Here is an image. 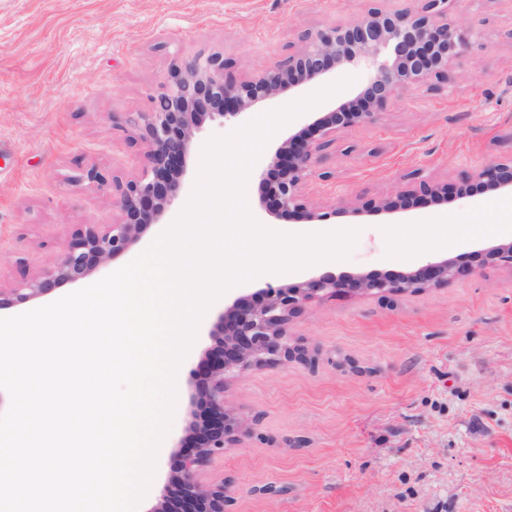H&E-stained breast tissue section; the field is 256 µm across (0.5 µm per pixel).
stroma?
<instances>
[{
  "mask_svg": "<svg viewBox=\"0 0 512 512\" xmlns=\"http://www.w3.org/2000/svg\"><path fill=\"white\" fill-rule=\"evenodd\" d=\"M365 0H0V285L13 287L59 253L83 224H108L112 191L68 179L97 166L122 180L141 169L143 144L113 127L112 112H145L174 64L223 53L246 79L276 65L308 29L352 19ZM448 18L477 30L447 81L393 100L373 124L337 134L303 192L315 217L267 212L248 179L252 216L289 234L358 230L347 259L280 273L294 284L324 272L393 275L430 249L398 239L394 225L429 232V218L492 224L500 193L474 188L385 212L378 203L422 181L460 185L512 156V0H451ZM352 84L297 116L255 163L272 164L288 138L362 91L364 68L342 65L241 114L204 117L178 198L162 223L93 273L100 280L142 253L188 202L204 144L343 77ZM265 280L237 284L206 311L176 375L177 401L138 512L159 507L176 446L189 434V372L213 346L225 307L260 299ZM319 349L316 367H253L230 376L226 405L259 415L242 442L201 471L227 484L232 512H512V269L488 267L400 296H340L307 303L289 325ZM285 488L282 496L268 486Z\"/></svg>",
  "mask_w": 512,
  "mask_h": 512,
  "instance_id": "1",
  "label": "stroma"
}]
</instances>
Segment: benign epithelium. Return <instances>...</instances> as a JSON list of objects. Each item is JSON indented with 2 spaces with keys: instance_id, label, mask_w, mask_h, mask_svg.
Segmentation results:
<instances>
[{
  "instance_id": "7a95c632",
  "label": "benign epithelium",
  "mask_w": 512,
  "mask_h": 512,
  "mask_svg": "<svg viewBox=\"0 0 512 512\" xmlns=\"http://www.w3.org/2000/svg\"><path fill=\"white\" fill-rule=\"evenodd\" d=\"M418 8L389 10L370 7L347 22L305 32L297 50L284 61L253 78L237 81L225 72L224 56L200 54L177 66L171 79L151 98L147 112L112 116V125L131 128L145 145L144 164L133 179L123 182L96 167L85 168L77 181L98 186L112 184L120 217L111 224H86L75 231L60 253L25 282L0 287V308L14 302L41 298L58 285L85 278L109 260L127 252L147 226L157 224L178 196L180 178L200 124V110L233 117L281 92L325 76L332 68L364 63L369 75L355 101L344 103L319 120L317 139L291 138L276 160L258 171L259 187L280 211L299 210L313 215L303 184L336 134L372 124L391 100L423 86L430 78H448L458 50L474 33L448 21V0H422ZM473 186L488 190L512 188V157L486 164L456 188L459 198ZM448 185L420 182L376 205L396 210L409 202L438 200ZM512 268V243L489 247L475 267L446 258L430 261L417 270L393 276H312L296 285L266 284L258 302L236 300L224 310L212 335L216 345L189 373L195 388L194 433L180 445L171 484L160 491L161 507L172 512H229L233 502L225 484L205 486L197 475L216 455L235 447L242 433L259 422L224 405V379L256 366L277 367L298 363L310 368L318 352L289 337L288 326L303 305L340 295H371L392 304L413 293L466 277L486 267Z\"/></svg>"
}]
</instances>
